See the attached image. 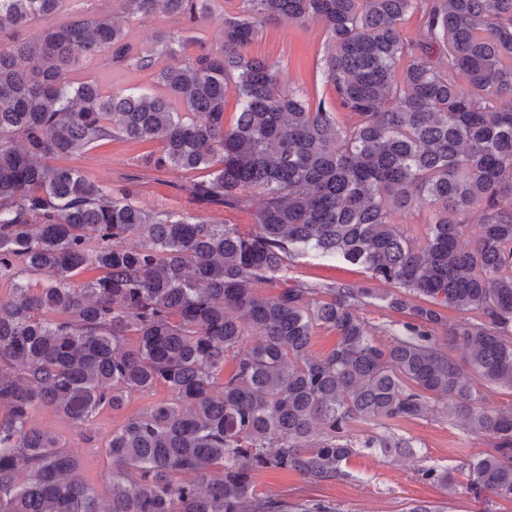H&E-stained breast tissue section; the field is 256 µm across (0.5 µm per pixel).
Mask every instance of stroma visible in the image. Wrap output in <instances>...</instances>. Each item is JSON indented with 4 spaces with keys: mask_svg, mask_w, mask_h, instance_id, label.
Segmentation results:
<instances>
[{
    "mask_svg": "<svg viewBox=\"0 0 512 512\" xmlns=\"http://www.w3.org/2000/svg\"><path fill=\"white\" fill-rule=\"evenodd\" d=\"M248 55L278 62L284 88L306 89L325 98L331 111H338L330 88L322 74L326 53L321 24L307 28L269 24L247 48ZM154 144L112 141L69 158L70 166L81 169L97 182L119 186L127 177H135V197L145 209L181 210L187 205L177 188L179 173H159L141 166L142 157L153 152ZM37 426L57 436L61 446L79 458L85 479L105 489L109 462L103 448L87 443L61 416L41 410L35 415ZM391 432L415 440V457L385 458L364 450L352 457L347 469L350 479L308 484L293 472L258 473L259 486L286 495L288 499H321L340 505L344 512H409L424 502L437 512H512V499L470 490L466 475L460 474L454 489L446 491L420 481L417 467H448L459 470L479 454L491 451L492 434H471L448 423L440 415L390 423Z\"/></svg>",
    "mask_w": 512,
    "mask_h": 512,
    "instance_id": "35a3bbf8",
    "label": "stroma"
}]
</instances>
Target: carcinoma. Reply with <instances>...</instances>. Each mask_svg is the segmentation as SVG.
I'll use <instances>...</instances> for the list:
<instances>
[{
  "label": "carcinoma",
  "instance_id": "carcinoma-1",
  "mask_svg": "<svg viewBox=\"0 0 512 512\" xmlns=\"http://www.w3.org/2000/svg\"><path fill=\"white\" fill-rule=\"evenodd\" d=\"M70 2L0 0V512H341L255 475L348 478L363 449L413 448L356 426L433 412L495 435L468 481L512 498V409L476 389L512 391V0H239L214 48L197 33L223 0H118L135 20L179 21L145 48ZM282 21L322 24L343 111L246 55ZM102 52L152 81L107 93L73 77ZM117 140L154 143L144 164L180 172L191 207L143 209L62 163ZM211 206L251 209L254 224H212L199 214ZM427 207L421 238L396 221ZM310 254L370 283L289 275ZM378 303L401 319L370 324L360 310ZM321 329L337 341L316 356ZM159 388L104 439V495L33 422L49 409L94 442L101 413Z\"/></svg>",
  "mask_w": 512,
  "mask_h": 512
}]
</instances>
